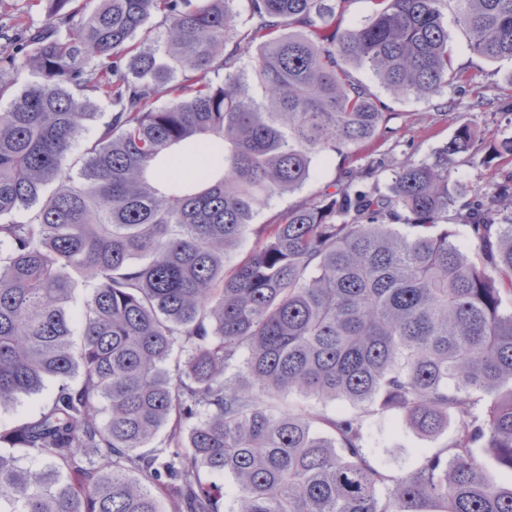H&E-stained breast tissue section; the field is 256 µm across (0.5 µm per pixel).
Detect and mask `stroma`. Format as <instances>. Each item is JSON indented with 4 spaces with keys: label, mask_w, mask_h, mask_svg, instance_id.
I'll return each mask as SVG.
<instances>
[{
    "label": "stroma",
    "mask_w": 512,
    "mask_h": 512,
    "mask_svg": "<svg viewBox=\"0 0 512 512\" xmlns=\"http://www.w3.org/2000/svg\"><path fill=\"white\" fill-rule=\"evenodd\" d=\"M449 32L454 64L461 69L462 77L433 99L394 97L370 71L362 69L357 73L391 112L389 125L393 134L380 147L391 164L408 159L432 160L464 122L474 126L487 143L512 134V63L486 61L470 50L461 29L453 26ZM341 169L338 155L316 159L313 175L301 189L275 196L258 213L254 226L246 229L239 244L228 253L226 266L235 265L255 246L257 225L269 223L289 207L338 182ZM499 171V165L485 164L482 154L477 153L455 164L451 181L467 200L474 190L490 191ZM363 429L372 459L395 474L412 468L422 452L443 444L439 438L418 436L391 416H364Z\"/></svg>",
    "instance_id": "35a3bbf8"
}]
</instances>
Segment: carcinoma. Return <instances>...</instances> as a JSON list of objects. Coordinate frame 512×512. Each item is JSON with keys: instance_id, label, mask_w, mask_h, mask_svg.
Listing matches in <instances>:
<instances>
[{"instance_id": "carcinoma-1", "label": "carcinoma", "mask_w": 512, "mask_h": 512, "mask_svg": "<svg viewBox=\"0 0 512 512\" xmlns=\"http://www.w3.org/2000/svg\"><path fill=\"white\" fill-rule=\"evenodd\" d=\"M450 1L474 53L512 61V0H370L359 26L347 0H245L242 30L236 0H47L41 25L0 26V409L58 383L0 431L49 461L0 452V512H221L216 474L234 479L232 512H512L474 455L512 470V170L456 213L462 250L449 184L472 126L432 162L345 170L224 264L316 158L352 162L393 133L352 70L417 98L458 77ZM254 44L253 87L234 66ZM23 70L36 80L19 90ZM99 102L74 174L63 161ZM488 159L512 164V136ZM77 277L94 288L75 319ZM292 392L431 436L453 416L455 436L393 476L361 416L275 404ZM55 391L56 381L48 379L38 394L20 397L11 408L0 412V427H11L30 418L53 398Z\"/></svg>"}]
</instances>
